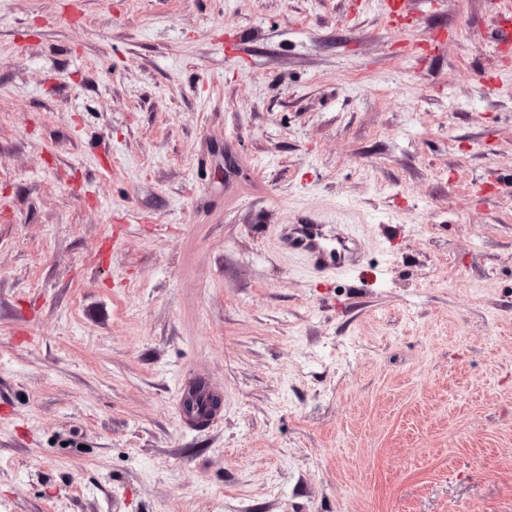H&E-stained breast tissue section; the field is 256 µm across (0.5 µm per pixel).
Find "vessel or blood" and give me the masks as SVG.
Returning <instances> with one entry per match:
<instances>
[{"instance_id":"1","label":"vessel or blood","mask_w":512,"mask_h":512,"mask_svg":"<svg viewBox=\"0 0 512 512\" xmlns=\"http://www.w3.org/2000/svg\"><path fill=\"white\" fill-rule=\"evenodd\" d=\"M496 8L497 20L492 30V38L500 45L511 44L512 0H497ZM352 242V237H343L340 251L330 250L325 244L324 226L315 219L293 225L291 232L284 239L285 245L302 254L311 272L320 277H329L342 270L341 255L349 251Z\"/></svg>"}]
</instances>
